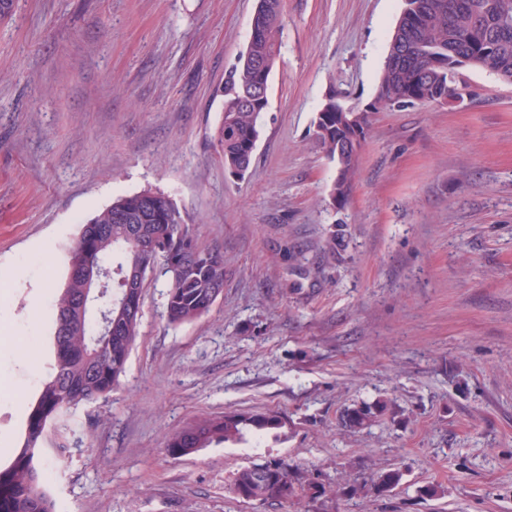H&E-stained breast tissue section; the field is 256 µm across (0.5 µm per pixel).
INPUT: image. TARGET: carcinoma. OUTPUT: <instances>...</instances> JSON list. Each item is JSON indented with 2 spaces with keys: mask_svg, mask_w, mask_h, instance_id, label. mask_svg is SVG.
I'll return each mask as SVG.
<instances>
[{
  "mask_svg": "<svg viewBox=\"0 0 512 512\" xmlns=\"http://www.w3.org/2000/svg\"><path fill=\"white\" fill-rule=\"evenodd\" d=\"M282 0H260L252 30L238 64L229 72L216 146L224 170L250 166L257 124L267 104L248 103L255 81L269 75L279 55ZM480 68L512 81V0H405L379 77L373 107L395 103H442L460 96L457 73ZM315 137L336 165L333 199L345 202L352 191L366 140L369 113L351 119L354 111L334 97L322 105ZM168 281L166 317L181 325L207 314L224 288V255L203 250L174 199L144 189L120 196L83 225L70 251L69 270H105L109 278L100 296L84 306L85 279L68 276L56 296L63 321L52 337L53 362L43 389L27 415L23 442L14 459L0 465V512H55L51 494L42 486L38 461L48 427L82 402L107 397L118 386L139 333L143 289L138 272L146 268ZM112 315V335L100 315ZM396 413L393 401L379 398L347 409L341 424L367 428L374 418ZM284 425L275 412L236 413L199 419L173 436L172 454L186 455L212 444L246 440L249 435ZM317 502L325 486L301 468L273 460L234 474L232 486L250 491L246 500Z\"/></svg>",
  "mask_w": 512,
  "mask_h": 512,
  "instance_id": "carcinoma-1",
  "label": "carcinoma"
}]
</instances>
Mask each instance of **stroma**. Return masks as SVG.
I'll return each instance as SVG.
<instances>
[{
    "mask_svg": "<svg viewBox=\"0 0 512 512\" xmlns=\"http://www.w3.org/2000/svg\"><path fill=\"white\" fill-rule=\"evenodd\" d=\"M258 0H14L0 22V464L51 358L55 294L84 220L147 188L224 255L201 318L144 283L119 385L81 404L40 474L56 512H512V83L467 70L463 101L372 110L404 0H284L250 169L214 136ZM371 109L353 192L314 136L328 97ZM345 238L330 247V235ZM36 349L38 363L24 357ZM387 397L408 422L340 424ZM275 411L260 441L174 457L197 418ZM283 459L322 501H245L238 469ZM399 470V485L372 489ZM361 483L356 496L341 494ZM442 494L423 499L420 489Z\"/></svg>",
    "mask_w": 512,
    "mask_h": 512,
    "instance_id": "1",
    "label": "stroma"
}]
</instances>
